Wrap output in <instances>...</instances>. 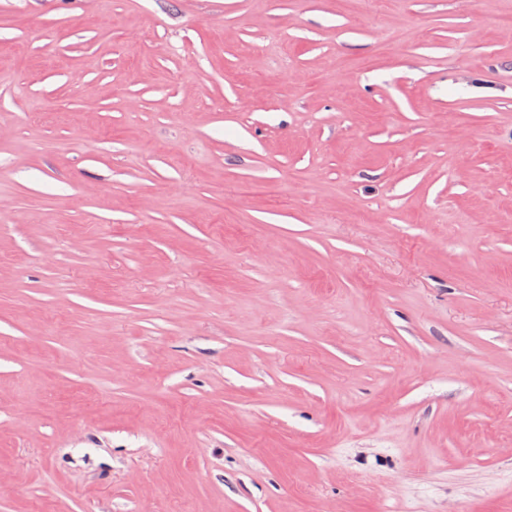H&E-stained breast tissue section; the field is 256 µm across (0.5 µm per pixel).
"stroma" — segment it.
Returning a JSON list of instances; mask_svg holds the SVG:
<instances>
[{
	"mask_svg": "<svg viewBox=\"0 0 512 512\" xmlns=\"http://www.w3.org/2000/svg\"><path fill=\"white\" fill-rule=\"evenodd\" d=\"M0 512H512V0H0Z\"/></svg>",
	"mask_w": 512,
	"mask_h": 512,
	"instance_id": "obj_1",
	"label": "stroma"
}]
</instances>
